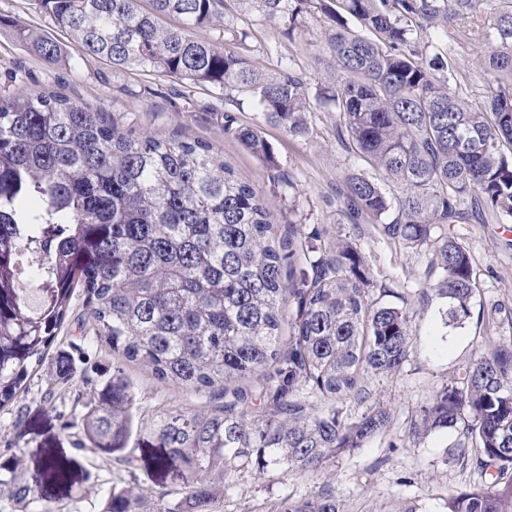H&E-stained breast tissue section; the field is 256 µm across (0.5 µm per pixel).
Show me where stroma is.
<instances>
[{
	"instance_id": "35a3bbf8",
	"label": "stroma",
	"mask_w": 512,
	"mask_h": 512,
	"mask_svg": "<svg viewBox=\"0 0 512 512\" xmlns=\"http://www.w3.org/2000/svg\"><path fill=\"white\" fill-rule=\"evenodd\" d=\"M0 17L60 43L69 57L65 64L46 62L0 32V92L18 96L40 89L57 91L104 112L133 134L150 131L211 143L240 179L261 192L273 214L289 213V221L275 227L278 239L287 238L293 222L308 228L319 224L331 235L354 239L372 274L371 298L406 308L412 317L413 348L407 360L398 371L368 381L390 414L386 431L360 448L337 454L314 472L286 477L272 472L262 479L238 474L224 489V512H270L282 499L311 497L326 484L343 512H401L409 505L417 512H448L451 494L491 482L490 472L481 471L475 460L457 459V431L436 429L414 437L410 429L434 393L454 382L459 367L495 344L512 341V316L505 314L512 309V221L455 225L473 258L477 289L470 317L450 322L447 300L431 289L439 277L432 253L383 237L371 220H351L343 195L346 175L357 170L372 178L376 172L338 140L335 113L322 107L309 113V134L292 137L268 124L243 97L220 101L207 85L156 72L113 69L85 53L38 12L32 0H0ZM228 26L247 31L244 52L255 66L269 70L288 63L313 92L330 83L328 54L315 18L288 35L278 23L255 14L219 15L206 34L218 37ZM479 52L470 42L451 48L450 94L470 101L484 98L488 87L476 62ZM242 127L261 131L274 151L277 169L267 167L238 141L236 132ZM276 173L290 178L293 189L285 193L274 188ZM90 324L85 297L75 292L42 365L22 385L18 399L0 407V455L15 457L34 493L54 497L61 512H101L109 491L133 480L152 487L165 483L162 471L150 467L132 477L76 449L80 429L69 421L80 410L77 398L112 374L110 351L84 340ZM63 362L68 365L64 375L59 372ZM125 372L141 408L165 404L194 410L206 402L205 396L191 390L159 383L142 365L126 364ZM20 412L26 416L21 431L13 427ZM51 458L69 466L67 484L47 479L46 462Z\"/></svg>"
}]
</instances>
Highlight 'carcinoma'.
<instances>
[{
  "label": "carcinoma",
  "mask_w": 512,
  "mask_h": 512,
  "mask_svg": "<svg viewBox=\"0 0 512 512\" xmlns=\"http://www.w3.org/2000/svg\"><path fill=\"white\" fill-rule=\"evenodd\" d=\"M33 2L113 68L238 94L292 136L309 132L308 113L330 106L351 154L403 190L393 200L353 172L351 213L409 247L432 249L440 269L434 289L448 299V315L470 316L476 274L448 226L512 218V0H494L489 12L483 0H236L240 11L276 21L290 36L309 16L322 21L335 82L313 96L288 64L260 71L238 51L246 32L199 35L224 0H151L148 13L137 0ZM158 14L183 24L161 27ZM0 25L38 57L62 59L56 42L9 20ZM436 25L444 40L482 48L480 66L493 77L484 103L448 93V55L429 51ZM236 134L276 165L256 131ZM274 224L262 196L206 142L134 137L53 92L0 93V406L43 362L81 288L93 339L108 345L113 365L88 392L77 448L132 476L136 451L153 448L154 467L177 480L172 490H113L102 512H224V481L235 474L316 470L385 431L382 407L349 423L336 404L370 399L368 378L401 367L412 348L409 313L371 300L360 248L325 229L290 230L319 246L283 278ZM22 255L38 282L36 304L16 270ZM288 301L296 315L285 338ZM127 361L224 403L163 407L140 418ZM439 428L460 430L458 458L475 449L480 467L497 470L492 483L452 497L449 512H512V343L463 367L414 432ZM5 492L37 512H57L22 481L12 457L0 461ZM273 512L342 510L324 486Z\"/></svg>",
  "instance_id": "1"
}]
</instances>
